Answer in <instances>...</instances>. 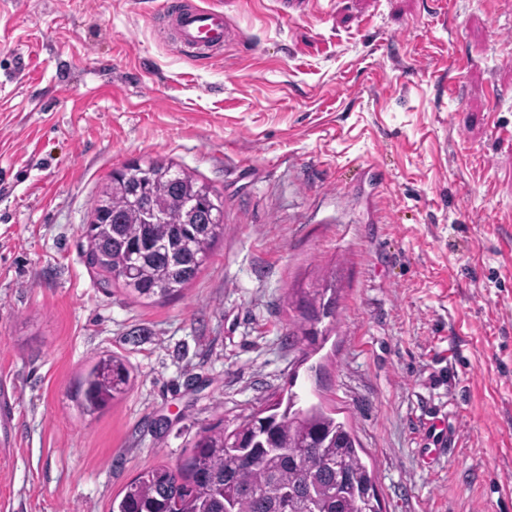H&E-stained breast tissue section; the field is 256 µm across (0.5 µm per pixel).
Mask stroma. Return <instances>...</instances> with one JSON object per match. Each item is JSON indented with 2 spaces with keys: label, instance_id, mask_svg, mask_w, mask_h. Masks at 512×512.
Instances as JSON below:
<instances>
[{
  "label": "stroma",
  "instance_id": "stroma-1",
  "mask_svg": "<svg viewBox=\"0 0 512 512\" xmlns=\"http://www.w3.org/2000/svg\"><path fill=\"white\" fill-rule=\"evenodd\" d=\"M166 2L0 0V512H109L289 384L349 424L382 512H512V0H215L241 37L203 61ZM134 160L224 198L157 303L83 257ZM331 275L329 336L290 344ZM108 354L132 385L82 414ZM434 416L459 438L427 465Z\"/></svg>",
  "mask_w": 512,
  "mask_h": 512
}]
</instances>
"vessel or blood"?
Masks as SVG:
<instances>
[{
	"label": "vessel or blood",
	"instance_id": "vessel-or-blood-1",
	"mask_svg": "<svg viewBox=\"0 0 512 512\" xmlns=\"http://www.w3.org/2000/svg\"><path fill=\"white\" fill-rule=\"evenodd\" d=\"M169 30L175 41L201 55L223 49L238 35L223 11L211 4L199 5L197 0H184L182 6L171 13Z\"/></svg>",
	"mask_w": 512,
	"mask_h": 512
}]
</instances>
